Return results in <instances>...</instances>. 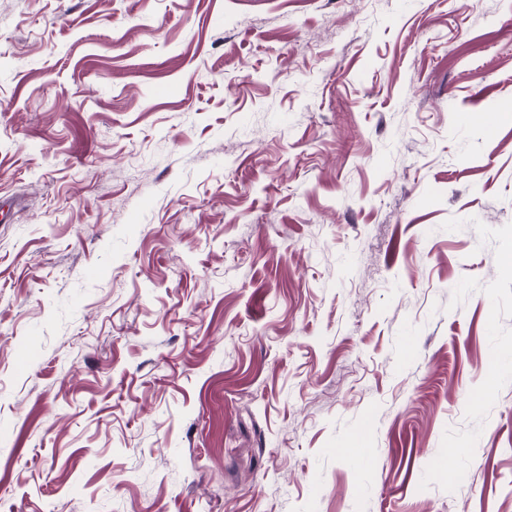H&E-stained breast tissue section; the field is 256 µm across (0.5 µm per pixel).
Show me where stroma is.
Listing matches in <instances>:
<instances>
[{
	"label": "stroma",
	"mask_w": 512,
	"mask_h": 512,
	"mask_svg": "<svg viewBox=\"0 0 512 512\" xmlns=\"http://www.w3.org/2000/svg\"><path fill=\"white\" fill-rule=\"evenodd\" d=\"M511 249L512 0H0V512H512Z\"/></svg>",
	"instance_id": "stroma-1"
}]
</instances>
